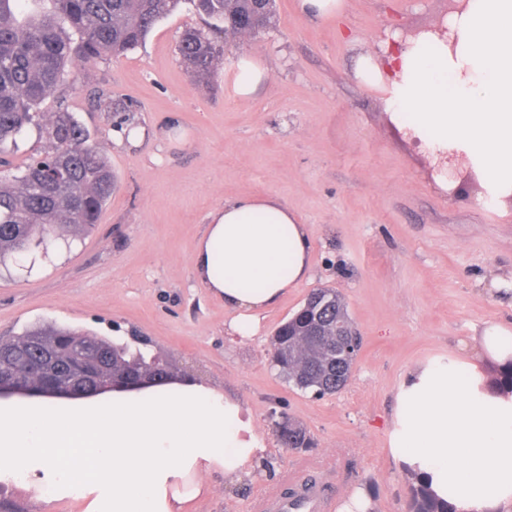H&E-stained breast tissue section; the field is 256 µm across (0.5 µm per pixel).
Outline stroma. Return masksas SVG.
<instances>
[{"label":"stroma","mask_w":512,"mask_h":512,"mask_svg":"<svg viewBox=\"0 0 512 512\" xmlns=\"http://www.w3.org/2000/svg\"><path fill=\"white\" fill-rule=\"evenodd\" d=\"M451 0H345L341 18L313 21L299 0H276L274 26L223 40L204 81L177 44L204 27L191 6L161 21L142 47L85 69L64 89L70 111L95 136L117 187L97 223L49 247L32 270L0 267V341L36 324L87 331L166 359L174 377L233 394L266 439L256 473L210 481L192 512H250L305 467L336 500L357 489L369 512H411L413 475L393 457L394 397L417 362L473 345L483 324L512 321V200L485 202L462 159L436 165L408 121L393 122L382 88L354 76L363 51L389 34L436 24ZM254 56L269 69L250 100L233 91V66ZM124 99L137 144L113 142L120 116L96 109L95 92ZM180 125L190 138L178 143ZM278 196L306 224L310 278L262 319L254 336L229 331L233 315L191 267L206 217L225 201ZM343 297L361 339L347 386L315 397L270 365L272 338L314 288ZM302 426L311 447L283 446L273 416ZM86 499H47L0 473V512H84Z\"/></svg>","instance_id":"stroma-1"}]
</instances>
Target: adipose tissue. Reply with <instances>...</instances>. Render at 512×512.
I'll return each mask as SVG.
<instances>
[{
	"label": "adipose tissue",
	"instance_id": "adipose-tissue-1",
	"mask_svg": "<svg viewBox=\"0 0 512 512\" xmlns=\"http://www.w3.org/2000/svg\"><path fill=\"white\" fill-rule=\"evenodd\" d=\"M444 26L401 42L388 67L360 54L356 75L387 85L388 111L410 115L426 146L463 153L494 198L512 197V0H466ZM310 251L278 197L243 196L210 213L193 272L246 337L305 283ZM489 360L512 366V324H485L470 354L413 367L395 398L391 452L452 512H512V391L487 375ZM265 451L253 414L193 379L77 402L0 400V469L77 473L85 512H190L209 477L238 480Z\"/></svg>",
	"mask_w": 512,
	"mask_h": 512
}]
</instances>
